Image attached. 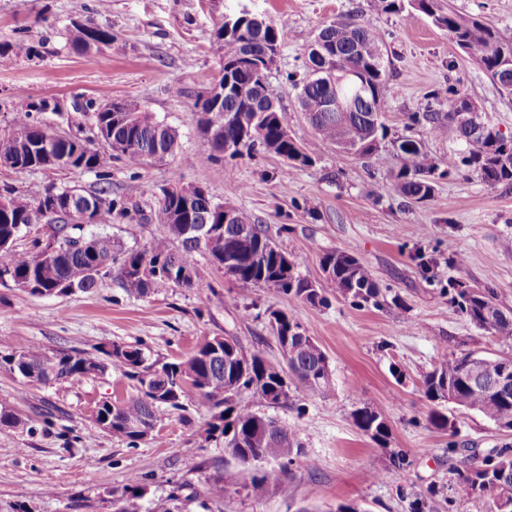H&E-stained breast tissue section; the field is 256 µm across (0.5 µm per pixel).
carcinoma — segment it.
<instances>
[{"mask_svg":"<svg viewBox=\"0 0 512 512\" xmlns=\"http://www.w3.org/2000/svg\"><path fill=\"white\" fill-rule=\"evenodd\" d=\"M376 10L403 13L411 8L432 19L448 31L451 39L465 44L479 54V61L491 82H496L504 62L511 65L509 82L498 86L512 95V40L501 37L492 23L478 17H463L453 11L437 13L436 0H374ZM72 46L89 50L96 43L112 39L111 28L89 20L74 24L68 31ZM282 33L273 22L258 14L234 16L231 29L226 24L215 30L214 44L224 66L225 87L220 106L195 99L199 126L203 135L217 124L221 138L206 139L202 156L206 163H220L229 157L242 158L259 148L280 158L288 170L313 166L319 147L333 144L350 148L355 156L367 159L379 151L387 139L383 119L386 108L388 71L380 50L381 37L376 28L353 20L332 21L322 26L307 49V75L299 84L298 101L316 137L302 147L288 135L287 118L277 106L269 89L265 69L266 50L281 42ZM453 99L448 111L440 109L441 93L427 95L417 110L409 113L412 125H422L436 138L452 139L462 145L460 155H448L437 161L419 140L401 136L392 141L398 169L391 177L396 190L416 202L429 200L437 179L458 168L472 169L490 186L512 185V138L506 137L488 121L465 126L455 120V105L469 103L468 95L451 91ZM50 108L46 100L32 104L14 115L11 127L0 133V161H7L18 172L39 169L49 158H73L69 169L88 172L97 177L98 186L87 192L75 187L40 190L30 188L22 193L0 196V273L9 275L15 284L32 282L41 288L40 295L60 294L66 288L87 291L97 286L101 277L115 268L119 282L128 294L144 296L156 288L176 285L205 288L199 277L188 279L182 270H196L194 253L204 251L209 261L224 268L243 285L270 288L299 298L312 306H324L328 298L324 288H332L352 303L379 304L381 291L370 269L353 253L336 250L321 261L325 286L314 288L312 281L298 273L283 270L282 251L267 229L230 202L216 203L202 187L173 182L161 189L157 200V219L163 234L141 249H124L112 237L89 230L92 224H110L126 218L130 211L119 196H112L110 172L112 159H123L130 165L148 160L163 161L176 148V132L157 121L140 103L121 101L123 115L98 111L97 102L86 101L85 111L102 130L109 152L89 149L73 155L74 143L67 137L50 132L41 124L37 113ZM251 136L238 145L242 126ZM53 191L72 192L76 209L89 212V223L72 224L54 217L43 208V200ZM232 213L224 222V213ZM24 224H54L64 235L66 247L55 256L39 259L35 247L17 249V228ZM450 301L477 328L503 339H512V310L497 302L493 288L467 287L461 280L448 282ZM293 352L286 367L268 361L256 349L246 355L238 345L224 348L214 337L203 342L187 357L175 361L150 360L143 349L134 345L114 344L110 349L47 351L35 344L0 355V371L27 382L80 381L86 377L119 371L135 382L137 394L122 401H104L97 407L100 428L112 436L135 445L151 436L164 409L178 408L188 396L184 388L174 385L181 377L190 382L201 402L213 413L216 422L209 425L208 435L224 436L227 452L249 470L245 485L249 494L262 498L275 484L283 494L288 484L273 471L262 469L270 460L281 462V473H287L293 456L301 452L297 434L265 413L242 408L224 398L226 391L238 395L253 385L272 397L274 405H283L282 375H288V388L306 394H323L332 390V373L325 353L311 339L291 336ZM424 393L431 402L428 422L448 429V416L443 403L472 410L502 430H512V356L462 353L443 359L424 379ZM355 425L372 439L384 444L389 430L383 417L368 407L353 414ZM512 469V444L503 443L484 453H463L458 469L459 484L465 496L458 505L472 497L489 499L490 512H499L501 496L496 481L499 468ZM184 485H176L166 495L148 500L147 485L134 475L125 486L120 506L115 512H185L193 495H182Z\"/></svg>","mask_w":512,"mask_h":512,"instance_id":"cac0c4a2","label":"carcinoma"}]
</instances>
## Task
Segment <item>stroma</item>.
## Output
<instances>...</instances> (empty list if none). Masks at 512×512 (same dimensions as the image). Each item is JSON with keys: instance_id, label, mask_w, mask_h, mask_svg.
Returning <instances> with one entry per match:
<instances>
[{"instance_id": "obj_1", "label": "stroma", "mask_w": 512, "mask_h": 512, "mask_svg": "<svg viewBox=\"0 0 512 512\" xmlns=\"http://www.w3.org/2000/svg\"><path fill=\"white\" fill-rule=\"evenodd\" d=\"M284 28L268 81L285 113L288 132L306 145L315 133L297 100L293 77L305 73V50L322 24L352 17L376 26L389 71L385 123L389 137L408 133L436 158L459 152L457 143L408 127V114L435 89L467 93L484 119L512 136V97L489 81L476 54L460 50L448 32L415 14L409 20L375 9L373 0H0V130L27 104L56 98L97 102L134 99L174 129L177 146L166 161L109 165L115 195L139 205L129 218L98 225L123 247L147 244L160 231L156 202L177 181L207 187L216 201H232L275 233L297 270L321 279L324 253L345 249L371 270L379 305H356L332 295L314 307L265 288L244 286L197 255L208 286L159 288L128 295L116 274L90 292L33 296L0 285V353L29 343L48 350H94L112 343L143 345L166 361L181 359L205 340L230 336L243 351L261 349L271 362L281 350L270 310L299 322L326 354L335 386L324 396L293 392L268 408L246 392L237 402L268 411L296 431L304 453L290 467L288 491L270 488L260 499L243 489V470L223 440L207 438L211 415L196 394L166 414L153 439L130 447L102 431L95 411L102 401L134 394L121 372L75 382L40 385L0 372V410L17 414L23 428L0 434V512H112V500L131 476L144 477L150 495L190 484L197 512H298L305 505L335 512H412L417 494L435 489L425 512H456L464 488L457 481L460 449L512 442L479 414L444 404L453 427L429 424L422 379L442 358L461 352L512 354V341L474 327L450 303L448 282L492 288L512 309V186L492 187L468 168L438 179L433 197L417 203L390 178L398 161L391 146L360 159L324 146L313 167L285 172L279 159L257 153L219 164L201 160L207 148L197 130L194 100L218 74L213 34L240 6ZM439 12L478 14L512 38V0H437ZM94 20L112 29L108 44L79 52L68 31ZM94 174L69 170L18 173L0 167V194L37 185L93 189ZM437 259L422 270L419 255ZM389 424L378 444L354 424L361 407ZM456 452H449V445ZM407 455L403 469L392 453ZM384 471L374 481L368 474ZM222 473L224 498L207 479Z\"/></svg>"}]
</instances>
